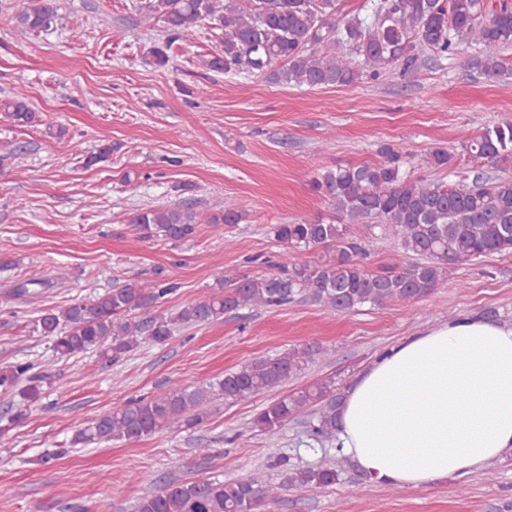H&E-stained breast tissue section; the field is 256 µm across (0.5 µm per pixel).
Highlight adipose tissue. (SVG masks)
<instances>
[{"label": "adipose tissue", "instance_id": "obj_1", "mask_svg": "<svg viewBox=\"0 0 512 512\" xmlns=\"http://www.w3.org/2000/svg\"><path fill=\"white\" fill-rule=\"evenodd\" d=\"M336 444L409 489L512 453V324L462 312L387 347L346 387Z\"/></svg>", "mask_w": 512, "mask_h": 512}]
</instances>
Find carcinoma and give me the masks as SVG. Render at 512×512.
<instances>
[{
	"label": "carcinoma",
	"mask_w": 512,
	"mask_h": 512,
	"mask_svg": "<svg viewBox=\"0 0 512 512\" xmlns=\"http://www.w3.org/2000/svg\"><path fill=\"white\" fill-rule=\"evenodd\" d=\"M337 0H141L146 20L163 24L166 38L149 50V63L165 67L176 41L193 40L205 21L224 30L221 48L201 59L204 69L224 74L265 73L273 81L308 87L350 85L361 70L373 77L405 72L417 49L448 56L464 43L488 49L512 46V0H498L484 12L482 0H372L366 17H336ZM16 24L30 33L54 29L55 0H11ZM361 63H356V60ZM478 65L489 79L508 72L501 58L487 54ZM13 123L35 121L26 94L0 103ZM476 159L493 166L512 161V121L487 128L469 145ZM376 164L338 167L316 180V190L334 206L330 222L303 220L276 224L275 237L289 248L323 251L314 264L293 263L288 254L261 275L231 274L224 283L186 304L177 313L161 309L177 290L167 281L126 282L90 302L49 308L35 328L51 340L53 353L71 358L95 350L110 363L141 343H167L180 328L210 324L244 307L274 308L302 298L338 312L366 305L407 307L435 293L460 266L490 254L512 252V177L476 178L472 186L412 179L401 152L387 144ZM244 213L234 202L217 213L190 204L150 206L129 220L147 240L174 242L196 237L202 224H239ZM368 224L391 232L412 261L403 269L371 271L360 261L366 253L349 225ZM324 353L318 343L293 347L274 358L253 359L224 378L189 389L173 386L160 396L131 399L90 420L71 445L113 439L139 440L175 425L194 427L207 419L216 397L233 405L282 386ZM48 374L31 361L0 371V390H18L37 401ZM344 387L332 378L287 392L255 415L253 429L272 432L292 420L304 423L311 439L335 443ZM27 407L18 406L0 424V437L23 425ZM335 464L294 466L286 481L299 489L336 484ZM281 485L261 470L241 480L194 479L171 482L143 497L135 512H260L276 501Z\"/></svg>",
	"instance_id": "obj_1"
}]
</instances>
